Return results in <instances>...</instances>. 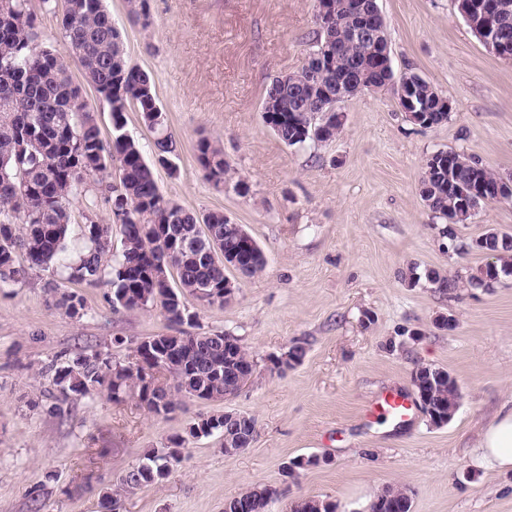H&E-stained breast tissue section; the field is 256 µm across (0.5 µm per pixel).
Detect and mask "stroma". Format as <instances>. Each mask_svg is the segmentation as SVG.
Listing matches in <instances>:
<instances>
[{
    "label": "stroma",
    "instance_id": "1",
    "mask_svg": "<svg viewBox=\"0 0 512 512\" xmlns=\"http://www.w3.org/2000/svg\"><path fill=\"white\" fill-rule=\"evenodd\" d=\"M149 26L130 20L125 0H105L130 65L152 77L177 170L155 166L160 193L203 215L243 225L266 257L263 273H231L227 305L188 298L190 328L161 310H113L109 281L75 285L84 315L49 306V270L0 285V512H100L99 493L201 413L254 416L252 445L225 455L217 436L190 441L164 481L121 496L120 512H224L255 484L279 489L269 512L300 497L367 512L387 486L407 487L411 512H512V472L478 467L472 447L503 406H512V275L490 288L469 277L487 258L471 243L487 229L512 236V198L491 201L443 237L446 221L420 196L427 158L453 150L512 174V60L491 54L455 0H377L394 77L413 73L448 99L446 122L422 127L397 103L395 85L338 104L336 139L284 144L264 123L272 79L302 66L315 49L316 0H147ZM220 138L231 172L208 181L200 137ZM115 166L80 184L70 202L69 248L86 224L107 223ZM245 180L247 194L234 190ZM436 270L455 286L442 291ZM453 317L452 330L435 327ZM223 332L257 364L229 401L185 399L156 417L136 400L106 394L48 413V368L75 347L123 360L157 334ZM304 361L284 372L270 360L293 344ZM421 365L448 370L461 391L441 427L422 410L397 421L372 413L382 392L413 394ZM318 463L297 479L301 457Z\"/></svg>",
    "mask_w": 512,
    "mask_h": 512
}]
</instances>
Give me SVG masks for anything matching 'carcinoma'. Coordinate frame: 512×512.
I'll return each mask as SVG.
<instances>
[{
	"label": "carcinoma",
	"mask_w": 512,
	"mask_h": 512,
	"mask_svg": "<svg viewBox=\"0 0 512 512\" xmlns=\"http://www.w3.org/2000/svg\"><path fill=\"white\" fill-rule=\"evenodd\" d=\"M131 18L147 26L150 15L146 0H127ZM336 34L327 55L334 69L323 82L309 76L307 65L285 85H270L267 98L271 111L263 120L288 146L313 137L329 141L340 132L342 122L333 103L360 93L355 72L379 66L380 49L372 38L351 37L350 24L366 13L372 0H330ZM63 37L60 48L38 43V17L28 0H0V283L18 282L31 269H55L59 277L47 283L51 307L69 317L84 310L82 298L72 284L96 285L110 270L114 303L126 310L151 305L165 319L182 325L191 318L186 297L198 288L224 291V265L204 253L207 229H224V213L203 216L159 193L143 147L124 133L126 113L135 110L156 132L150 152L164 164L178 152L176 140L164 130V115L157 105L154 84L147 72L128 64L120 31L112 22L103 0H63L59 18ZM75 53L85 83L92 87L112 114L113 136L102 138L93 111L81 85L68 73L67 57ZM412 96L423 105V127L448 120L442 96L425 80L413 82ZM197 160L205 177L215 185L226 183L230 164L216 138L203 137L196 145ZM118 167V182L108 188L109 223L87 225L85 246L67 251L70 216L69 198L86 178ZM503 177L483 167L474 158L456 151H438L428 157L421 180V197L429 210L443 218L465 222L473 208L512 197V187L497 193ZM121 225L122 253L112 261V224ZM231 267L241 265L247 275L261 273L266 266L259 246H249L226 236L219 245ZM26 255L28 266L15 262L16 252ZM179 287L170 285L171 270ZM218 341L185 343L168 335L149 336L132 350L128 361L112 360L108 353L78 348L55 360L50 398L59 404L92 398L105 391L112 399L134 398L148 413L168 415L180 406L183 383L199 392V398H224V386L249 370L252 359L246 349H224ZM165 364V387L148 393L141 362ZM224 432L250 447L257 433L255 417L238 414L224 425V416L200 413L186 435L171 439V446L148 453L145 461L118 480L125 492L156 484L169 476L174 453L191 439ZM251 512H266L277 488L258 484L244 492Z\"/></svg>",
	"instance_id": "carcinoma-1"
}]
</instances>
